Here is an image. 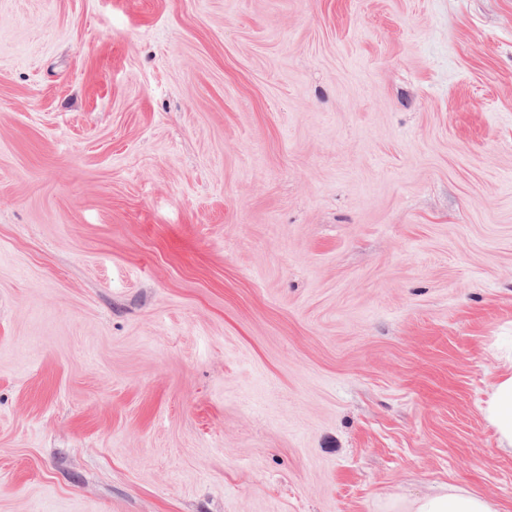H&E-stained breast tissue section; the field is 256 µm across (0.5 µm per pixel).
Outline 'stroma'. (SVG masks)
<instances>
[{
  "mask_svg": "<svg viewBox=\"0 0 512 512\" xmlns=\"http://www.w3.org/2000/svg\"><path fill=\"white\" fill-rule=\"evenodd\" d=\"M512 0H0V512H512ZM484 415L496 431L499 449L512 454V363L492 383ZM407 512H500L497 503L464 489L442 487L412 502Z\"/></svg>",
  "mask_w": 512,
  "mask_h": 512,
  "instance_id": "35a3bbf8",
  "label": "stroma"
}]
</instances>
